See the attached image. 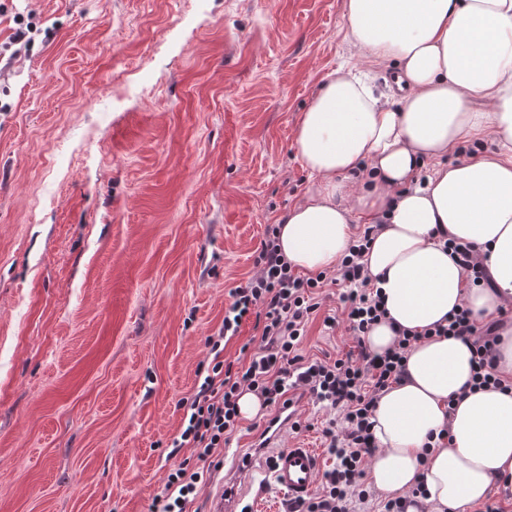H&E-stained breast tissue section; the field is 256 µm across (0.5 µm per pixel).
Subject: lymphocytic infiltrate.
Returning a JSON list of instances; mask_svg holds the SVG:
<instances>
[{
  "instance_id": "obj_1",
  "label": "lymphocytic infiltrate",
  "mask_w": 512,
  "mask_h": 512,
  "mask_svg": "<svg viewBox=\"0 0 512 512\" xmlns=\"http://www.w3.org/2000/svg\"><path fill=\"white\" fill-rule=\"evenodd\" d=\"M373 231V226H365L336 269L306 277L295 273L284 257L276 225H266L254 257L256 272L231 290L222 326L206 339L212 359L198 364L196 389L178 402L184 429L172 446L192 449L194 457L168 474L161 495L153 501V512H187L204 479L199 462L222 468L224 448L240 418L238 400L246 390L272 410L288 406L289 392L306 394L331 414L322 434L336 463L324 473L315 493L292 504L289 512H354V502L368 500L362 479L375 448L370 417L384 390L403 378L405 354L420 337L419 332L400 328L384 353H372L366 345L369 330L386 316L362 263ZM326 287L339 289L343 312L338 317L326 315L323 326L331 331L344 328L354 346L342 356L326 352L307 357L300 346L322 306L320 291ZM247 320L253 323L254 336L241 345L236 360H224L227 338L238 335ZM502 325L499 319L477 324L462 308L428 333L470 340L475 348L474 386L498 387L502 381L491 362Z\"/></svg>"
}]
</instances>
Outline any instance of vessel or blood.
Segmentation results:
<instances>
[{
  "label": "vessel or blood",
  "instance_id": "1",
  "mask_svg": "<svg viewBox=\"0 0 512 512\" xmlns=\"http://www.w3.org/2000/svg\"><path fill=\"white\" fill-rule=\"evenodd\" d=\"M294 421L292 410H281L273 415L260 434L251 441L253 455L245 457L233 452L230 470L238 474L236 486L230 487L221 503V512H241L244 489L252 484V470L256 460L270 458L264 476L281 493L284 501L298 502L311 496L319 478L321 458L316 448L299 443L291 448L279 445L281 435Z\"/></svg>",
  "mask_w": 512,
  "mask_h": 512
}]
</instances>
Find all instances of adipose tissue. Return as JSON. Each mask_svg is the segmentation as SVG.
<instances>
[{
	"label": "adipose tissue",
	"instance_id": "obj_1",
	"mask_svg": "<svg viewBox=\"0 0 512 512\" xmlns=\"http://www.w3.org/2000/svg\"><path fill=\"white\" fill-rule=\"evenodd\" d=\"M345 17L392 79L375 86L355 66L324 78L294 138L313 180L278 236L292 267L319 272L357 225H379L364 258L387 310L365 338L379 353L393 325L420 331L462 307L485 323L512 303V0H346ZM451 241L484 257L491 286L467 280ZM472 358L462 340L420 339L376 403L369 477L385 493L423 482L409 512H469L512 492V326L494 361L509 390L471 388ZM444 428L453 441L439 448Z\"/></svg>",
	"mask_w": 512,
	"mask_h": 512
}]
</instances>
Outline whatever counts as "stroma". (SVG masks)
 Masks as SVG:
<instances>
[{"label": "stroma", "mask_w": 512, "mask_h": 512, "mask_svg": "<svg viewBox=\"0 0 512 512\" xmlns=\"http://www.w3.org/2000/svg\"><path fill=\"white\" fill-rule=\"evenodd\" d=\"M0 69V512H151L205 339L312 182L344 0H16ZM13 33L9 37V41L1 44V52L13 49L7 59L6 65L11 64L12 61L19 57L22 53L27 54L33 42V33L36 31V26L32 21H29V15L25 19L23 14L15 13L12 17Z\"/></svg>", "instance_id": "1"}]
</instances>
